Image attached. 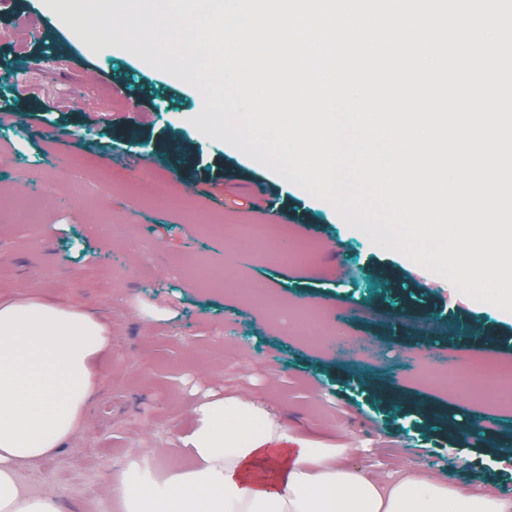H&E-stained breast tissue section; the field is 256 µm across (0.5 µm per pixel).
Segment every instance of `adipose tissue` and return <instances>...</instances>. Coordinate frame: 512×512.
<instances>
[{
	"label": "adipose tissue",
	"mask_w": 512,
	"mask_h": 512,
	"mask_svg": "<svg viewBox=\"0 0 512 512\" xmlns=\"http://www.w3.org/2000/svg\"><path fill=\"white\" fill-rule=\"evenodd\" d=\"M112 352L104 318L52 302L0 303V512H62L52 485L32 489L22 464L68 446L79 434ZM181 442L184 458L156 449L157 478L138 467L110 490L124 512H512V496L461 493L437 472L407 462L394 471L352 466L353 442L336 424L334 444L292 439L256 393L199 400Z\"/></svg>",
	"instance_id": "obj_1"
}]
</instances>
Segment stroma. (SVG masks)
Here are the masks:
<instances>
[{"label":"stroma","instance_id":"stroma-1","mask_svg":"<svg viewBox=\"0 0 512 512\" xmlns=\"http://www.w3.org/2000/svg\"><path fill=\"white\" fill-rule=\"evenodd\" d=\"M20 3L46 20L45 38L22 50L0 39V72L35 52L46 63L24 83L0 81V96L17 90L32 97L29 110L0 126V189L10 205L0 214V299L96 310L112 329V354L100 363L73 450L22 465L32 487L55 486L67 512H98L107 502L122 512L110 485L131 449L183 454L180 437L197 399L250 390L265 395L297 437L332 444L330 422L343 423L361 444L353 458L358 466L387 471L403 459L443 472L461 490L483 483L512 491V461H502L493 446L512 437V407L421 384L413 371H430L432 363L411 347L419 341L443 355L512 368L511 312L462 294L449 302V282L387 250L388 232H355L336 209L299 187L273 200L263 188L282 180L255 160L253 149L225 145L194 121L202 96L180 66L164 69L79 41L61 22H48L44 0ZM70 91L79 103L67 99ZM157 96L168 97L172 111H151ZM46 106L53 109L49 120L31 119L30 109ZM175 141L195 143L205 165L200 183H191L186 164L170 153ZM23 175L33 190L9 193ZM78 175L103 177L109 193L90 205L72 200ZM187 198L189 211L180 207ZM199 210L228 224L270 222L296 241L304 225L314 224L320 237L305 256L233 265L224 235L197 224ZM104 225L111 235L101 233ZM125 231L133 247L121 242ZM221 265L239 290L205 288L191 273ZM257 284L289 301L317 303L326 320L344 321L349 337L385 341V352L366 364L298 342L245 299L244 289ZM137 309L150 312L151 321L135 318ZM462 323L497 324L494 347L455 337ZM390 383L403 390L402 404L386 400ZM425 404L446 413L423 418L418 408ZM456 412L480 414L473 442L449 438L447 416Z\"/></svg>","mask_w":512,"mask_h":512}]
</instances>
